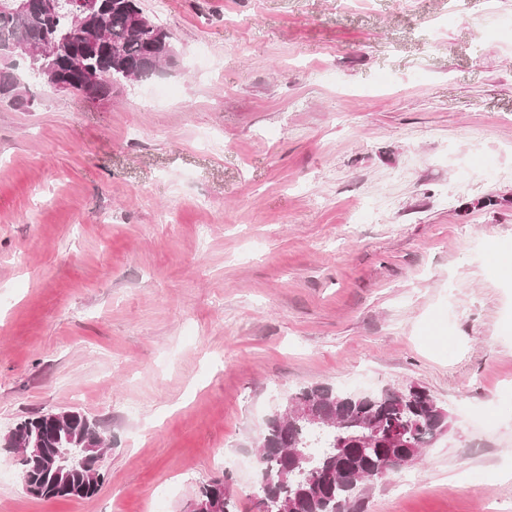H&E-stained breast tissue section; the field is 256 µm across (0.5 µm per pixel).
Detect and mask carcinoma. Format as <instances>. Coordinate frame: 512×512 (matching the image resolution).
Wrapping results in <instances>:
<instances>
[{"label": "carcinoma", "instance_id": "obj_1", "mask_svg": "<svg viewBox=\"0 0 512 512\" xmlns=\"http://www.w3.org/2000/svg\"><path fill=\"white\" fill-rule=\"evenodd\" d=\"M107 16L101 26L87 30L73 47L84 56V66L70 73L74 92L92 101L112 97L127 84L131 70L140 79L157 73L147 64L162 61L167 31L158 35L131 22L137 0H107ZM70 31L68 13L35 8L26 14L16 10L15 0H0V59L24 48L38 49L49 41L62 43ZM12 65L0 63V99L25 108L29 88L16 79ZM288 416L266 424L257 456L260 473L268 476L258 487L254 507L258 512H358L360 492L376 483L374 476L390 465L401 471L415 463L439 429L451 423L445 408L424 388L412 402L399 397V390L386 389L370 398L329 384H314L290 395ZM73 428L86 437L104 441L96 422L72 411ZM43 447L51 455L70 459L71 482L76 490L57 488L50 475L35 463L18 461L22 486L41 499L90 498L104 481V472L88 485L78 455L64 437L46 436ZM194 500L221 504L220 512H235L228 491V477H215L203 484Z\"/></svg>", "mask_w": 512, "mask_h": 512}]
</instances>
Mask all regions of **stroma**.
<instances>
[{"label":"stroma","mask_w":512,"mask_h":512,"mask_svg":"<svg viewBox=\"0 0 512 512\" xmlns=\"http://www.w3.org/2000/svg\"><path fill=\"white\" fill-rule=\"evenodd\" d=\"M140 4L175 67L0 103V439L76 409L108 446L43 500L0 443V512H184L223 474L253 512L267 417L320 382L450 415L362 512H512V0Z\"/></svg>","instance_id":"stroma-1"}]
</instances>
